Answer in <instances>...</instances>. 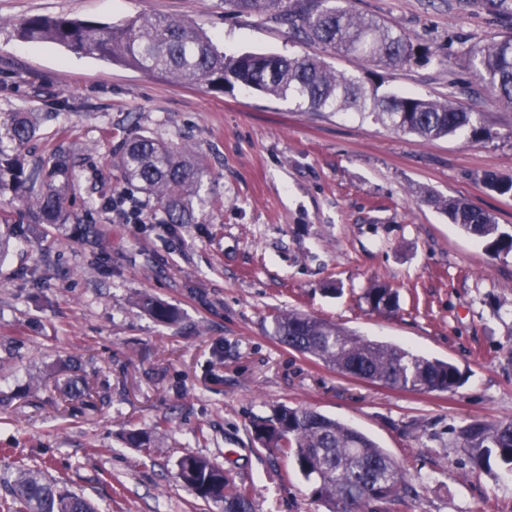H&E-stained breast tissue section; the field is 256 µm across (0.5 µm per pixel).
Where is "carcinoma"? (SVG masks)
<instances>
[{"instance_id": "1", "label": "carcinoma", "mask_w": 512, "mask_h": 512, "mask_svg": "<svg viewBox=\"0 0 512 512\" xmlns=\"http://www.w3.org/2000/svg\"><path fill=\"white\" fill-rule=\"evenodd\" d=\"M331 0H235L245 10H274L301 41L317 42L334 52L351 54L366 64L396 67L415 56L430 57L421 47L384 21L354 12ZM22 38L52 41L72 51L97 54L146 73L199 84L224 93L243 86L282 99L298 111L371 112L389 127L425 141L463 137L471 142L492 136L482 113L463 107L450 94L430 99L411 94L366 91L360 76L339 74L308 55L243 54L228 56L189 22L155 16L129 17L103 26L60 15L31 16L20 25ZM475 78L499 105L512 109V34L470 52ZM37 112H10L0 120V196L21 201L34 224H62L67 218L73 174L61 153L28 169L25 146L39 131ZM124 183L152 197L161 224H193L195 207H203L206 162L185 145L166 144L129 133L114 154ZM485 187L512 195V179L482 175ZM431 203L467 234L486 242L494 254L512 252V234L500 231L486 211L457 197ZM373 310L397 306V294L384 285L367 289ZM140 308L156 320L173 324L177 311L151 295ZM273 335L292 350L349 377L416 393L453 392L462 383L459 368L411 353L391 343L356 336L335 323L300 311L273 318ZM254 439L274 458L292 459L311 485L312 497L326 512H391L412 490L405 469L358 429L311 408L281 406L251 422ZM457 447L480 465L496 456L512 473V420H475L457 435ZM178 476L194 494L221 512H253L249 489L201 456H186ZM14 512H95L91 501L66 484L21 470L11 488Z\"/></svg>"}]
</instances>
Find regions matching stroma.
I'll list each match as a JSON object with an SVG mask.
<instances>
[{
	"mask_svg": "<svg viewBox=\"0 0 512 512\" xmlns=\"http://www.w3.org/2000/svg\"><path fill=\"white\" fill-rule=\"evenodd\" d=\"M507 3L348 0L432 52L373 67L371 82L478 104L493 135L471 143L425 141L366 112H299L241 87L212 93L17 32L36 15H162L229 55L309 54L360 74L358 59L233 0H0V114L43 113L28 161L58 151L73 170L65 223H28L0 197L17 231L0 264V512L22 466L63 477L98 512H218L177 476L190 454L246 485L254 512H324L292 461L252 439V420L281 404L351 424L403 464L417 493L398 512H512L505 466L474 468L455 446L472 420L512 419V253H489L429 201L465 198L512 233V196L480 181L512 178V110L466 93L471 50L512 33ZM132 128L205 158L211 202L196 223L160 226L153 199L126 190L112 158ZM123 193L142 223L113 212ZM374 282L398 291L399 310L369 309ZM145 293L180 322L140 309ZM277 310L452 362L464 382L415 394L343 376L279 343ZM74 378L86 395H63ZM153 427L150 450L125 444L128 429Z\"/></svg>",
	"mask_w": 512,
	"mask_h": 512,
	"instance_id": "35a3bbf8",
	"label": "stroma"
}]
</instances>
